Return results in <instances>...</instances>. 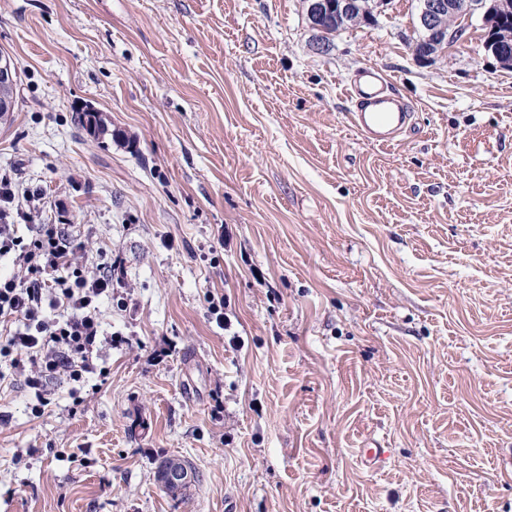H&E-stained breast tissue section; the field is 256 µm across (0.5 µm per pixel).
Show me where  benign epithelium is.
I'll return each instance as SVG.
<instances>
[{
  "instance_id": "obj_1",
  "label": "benign epithelium",
  "mask_w": 512,
  "mask_h": 512,
  "mask_svg": "<svg viewBox=\"0 0 512 512\" xmlns=\"http://www.w3.org/2000/svg\"><path fill=\"white\" fill-rule=\"evenodd\" d=\"M311 26L322 29L334 25H354L376 17L388 0H304ZM512 11V0H420L418 25L424 37L414 43V53L428 59L443 46L459 41L471 19L484 14L503 15ZM486 50L501 67L512 69V30L492 28L488 32ZM17 84V70L10 58L0 54V91ZM163 484H180L185 475L176 459L165 462L158 474Z\"/></svg>"
}]
</instances>
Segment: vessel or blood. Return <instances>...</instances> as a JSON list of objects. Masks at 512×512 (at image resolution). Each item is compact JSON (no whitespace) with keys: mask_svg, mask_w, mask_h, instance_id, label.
Listing matches in <instances>:
<instances>
[{"mask_svg":"<svg viewBox=\"0 0 512 512\" xmlns=\"http://www.w3.org/2000/svg\"><path fill=\"white\" fill-rule=\"evenodd\" d=\"M347 98L353 104V126L371 143H395L409 126L408 106L391 91L389 79L378 68L359 71L348 83Z\"/></svg>","mask_w":512,"mask_h":512,"instance_id":"1","label":"vessel or blood"}]
</instances>
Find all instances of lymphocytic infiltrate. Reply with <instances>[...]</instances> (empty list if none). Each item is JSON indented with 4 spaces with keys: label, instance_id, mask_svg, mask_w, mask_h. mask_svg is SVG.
Instances as JSON below:
<instances>
[{
    "label": "lymphocytic infiltrate",
    "instance_id": "1",
    "mask_svg": "<svg viewBox=\"0 0 512 512\" xmlns=\"http://www.w3.org/2000/svg\"><path fill=\"white\" fill-rule=\"evenodd\" d=\"M14 200L11 178L1 175L0 259L16 272L0 275V385H21L38 418L51 403L54 380L81 383L96 374L101 350L112 342L100 305L111 300L123 268L107 256L88 269L78 259L82 242L53 224L19 235Z\"/></svg>",
    "mask_w": 512,
    "mask_h": 512
}]
</instances>
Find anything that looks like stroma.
I'll list each match as a JSON object with an SVG mask.
<instances>
[{
    "label": "stroma",
    "instance_id": "stroma-1",
    "mask_svg": "<svg viewBox=\"0 0 512 512\" xmlns=\"http://www.w3.org/2000/svg\"><path fill=\"white\" fill-rule=\"evenodd\" d=\"M417 12L323 54L302 0H0V174L121 258L125 339L43 417L0 387V512H512V69L477 17L417 58ZM364 66L414 112L392 145L350 121ZM17 84V70L9 57L0 54V111L9 110L12 106L11 99L1 95L5 89H14Z\"/></svg>",
    "mask_w": 512,
    "mask_h": 512
}]
</instances>
